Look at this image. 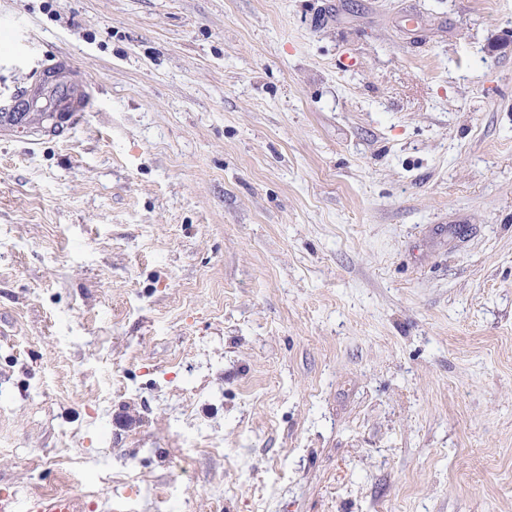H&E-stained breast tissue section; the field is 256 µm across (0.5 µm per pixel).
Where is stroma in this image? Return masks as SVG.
Here are the masks:
<instances>
[{"label":"stroma","instance_id":"stroma-1","mask_svg":"<svg viewBox=\"0 0 512 512\" xmlns=\"http://www.w3.org/2000/svg\"><path fill=\"white\" fill-rule=\"evenodd\" d=\"M61 59L85 121L0 127V492L512 512V0H0V106Z\"/></svg>","mask_w":512,"mask_h":512}]
</instances>
